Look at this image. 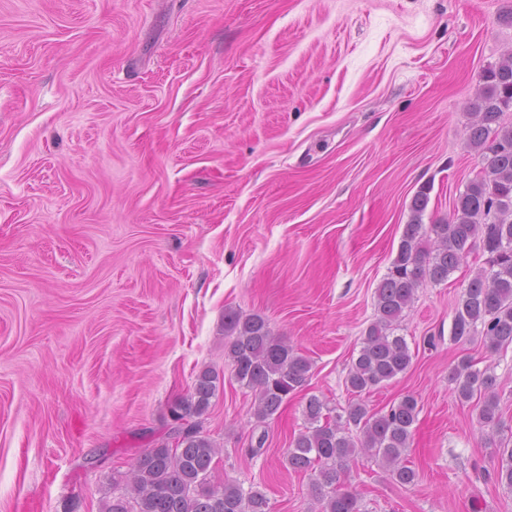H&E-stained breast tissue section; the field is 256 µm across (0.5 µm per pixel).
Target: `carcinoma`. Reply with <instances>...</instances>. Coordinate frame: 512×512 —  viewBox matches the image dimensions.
<instances>
[{
    "label": "carcinoma",
    "mask_w": 512,
    "mask_h": 512,
    "mask_svg": "<svg viewBox=\"0 0 512 512\" xmlns=\"http://www.w3.org/2000/svg\"><path fill=\"white\" fill-rule=\"evenodd\" d=\"M482 81L466 146L482 157L483 167L456 197L450 216L429 226L422 224L429 187L423 185L414 194L411 219L375 289V319L364 330L347 372V389L358 397L408 370L412 353L405 337L396 334L403 313L419 288L447 281L476 251L484 257L483 266L457 301L451 336L461 340L479 332L492 352L512 345V124L502 122L503 113L512 111V54L485 71ZM224 335L229 337L225 359L235 380L254 394L253 416L264 424L307 383L312 363L285 338L274 335L258 314L225 311ZM220 382L219 374L209 368L196 376L192 391L171 407L166 436L132 465L128 494L107 502L104 512H271L269 499L257 486L246 490L235 481L219 487L209 482L219 448L202 434L201 418ZM451 382L461 402L477 400L482 427L496 434L509 430L499 413L491 368L477 369L463 358ZM418 414V400L412 394L385 411L373 412L358 401L342 414L312 395L303 409L305 430L288 448V466L313 475L318 512H362L358 494L344 488V466L366 459L395 482L414 483L417 472L405 464V454ZM500 459L496 481L512 489L509 444H503Z\"/></svg>",
    "instance_id": "cac0c4a2"
}]
</instances>
